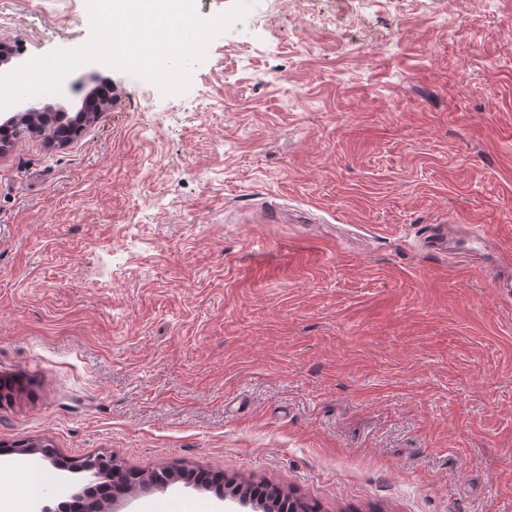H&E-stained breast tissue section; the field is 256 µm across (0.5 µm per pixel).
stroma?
Wrapping results in <instances>:
<instances>
[{"mask_svg":"<svg viewBox=\"0 0 512 512\" xmlns=\"http://www.w3.org/2000/svg\"><path fill=\"white\" fill-rule=\"evenodd\" d=\"M246 4L184 93L88 63L17 104L116 96L0 158V504L111 454L320 512H512V296L421 248L448 219L512 248V0ZM90 33L86 0H0L7 71ZM198 502L232 507L114 510ZM204 474V478L211 483H221L222 492L227 490L231 495L249 494L256 496L263 501L264 505L269 507L266 512H318L315 505L300 502L297 499H291L279 487L269 484L255 485L247 480H225L224 475Z\"/></svg>","mask_w":512,"mask_h":512,"instance_id":"1","label":"stroma"}]
</instances>
